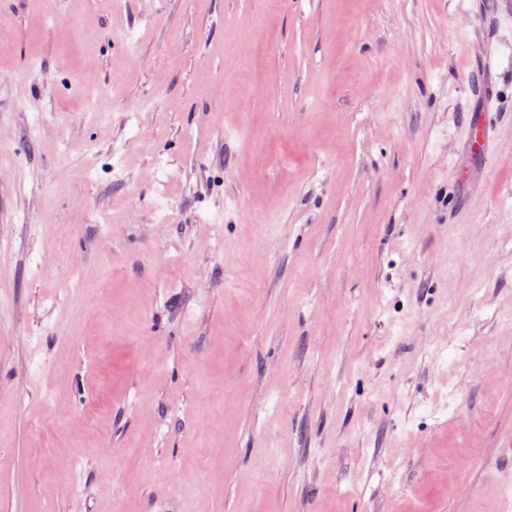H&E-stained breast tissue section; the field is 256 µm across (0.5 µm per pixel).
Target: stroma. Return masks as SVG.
<instances>
[{
    "label": "stroma",
    "mask_w": 512,
    "mask_h": 512,
    "mask_svg": "<svg viewBox=\"0 0 512 512\" xmlns=\"http://www.w3.org/2000/svg\"><path fill=\"white\" fill-rule=\"evenodd\" d=\"M491 2L0 7V512H512ZM469 132L466 140V151L478 160V175L485 182L489 176L492 153V126L488 116H471L468 120Z\"/></svg>",
    "instance_id": "35a3bbf8"
}]
</instances>
